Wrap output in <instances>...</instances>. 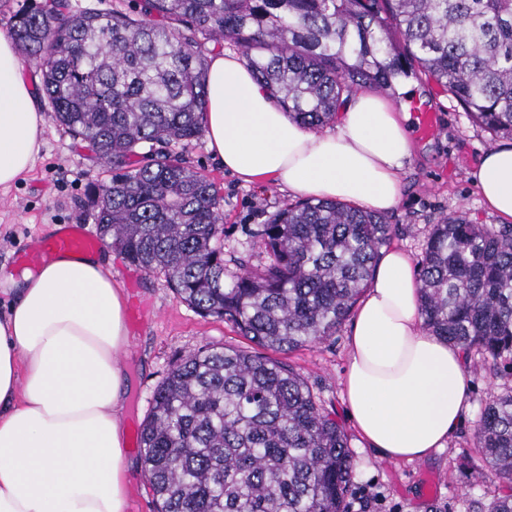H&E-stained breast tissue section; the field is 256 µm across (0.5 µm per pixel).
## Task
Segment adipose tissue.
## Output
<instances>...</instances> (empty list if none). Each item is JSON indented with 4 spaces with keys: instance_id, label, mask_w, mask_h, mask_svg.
<instances>
[{
    "instance_id": "obj_1",
    "label": "adipose tissue",
    "mask_w": 512,
    "mask_h": 512,
    "mask_svg": "<svg viewBox=\"0 0 512 512\" xmlns=\"http://www.w3.org/2000/svg\"><path fill=\"white\" fill-rule=\"evenodd\" d=\"M13 42L0 35V189L40 152L44 117ZM403 104L368 87L349 95L335 131L291 120L245 60L212 56L205 136L241 181L386 214L401 197L413 145ZM485 207L512 222V144L471 173ZM111 257L56 254L15 281L0 314V512H123L135 466L127 427L132 380L127 298ZM412 257L381 248L348 332L342 386L359 437L407 463L449 446L471 406L459 347L422 327Z\"/></svg>"
}]
</instances>
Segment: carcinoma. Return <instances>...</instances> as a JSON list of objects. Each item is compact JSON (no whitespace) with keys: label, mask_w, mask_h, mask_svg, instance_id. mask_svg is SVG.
<instances>
[{"label":"carcinoma","mask_w":512,"mask_h":512,"mask_svg":"<svg viewBox=\"0 0 512 512\" xmlns=\"http://www.w3.org/2000/svg\"><path fill=\"white\" fill-rule=\"evenodd\" d=\"M112 13L24 0L11 36L37 62L56 120L112 167L89 198L100 240L162 274L252 349L178 356L136 433L157 512H343L347 438L287 355L336 335L398 228L328 199L259 225L266 260H224L219 191L173 151L204 133L202 46L227 43L288 117L319 128L361 87L425 76L512 139V0H137ZM150 153L134 165L136 148ZM423 328L496 377H512V224L451 215L417 263ZM478 468L512 483V390L491 395ZM474 512H512V493Z\"/></svg>","instance_id":"obj_1"}]
</instances>
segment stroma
I'll list each match as a JSON object with an SVG mask.
<instances>
[{
	"label": "stroma",
	"instance_id": "35a3bbf8",
	"mask_svg": "<svg viewBox=\"0 0 512 512\" xmlns=\"http://www.w3.org/2000/svg\"><path fill=\"white\" fill-rule=\"evenodd\" d=\"M23 74L34 88L36 106L44 116L43 143L32 170L9 189H0V274L21 276L13 257L43 237L50 224L92 226L87 209L93 187L106 179V165L87 147L74 140L56 122L42 90L41 73L28 64ZM406 104H425L438 122L433 134L416 138L413 155L402 172V195L389 213L399 225L394 245L419 257L430 225L445 216L462 214L481 224L498 223L481 201L469 173L485 150L499 138L475 124L448 93L435 84L409 78L402 81ZM187 165L214 181L222 197L224 251L251 247L258 225L293 197L278 185H246L226 172L209 152L205 141L183 152ZM112 276L124 288L129 308L141 309V320L130 322V346L125 359L132 378L129 423L144 418L149 401L172 360L207 344L246 347L232 324L197 314L177 299L163 278L148 276L130 266L121 255L112 259ZM347 332L337 331L324 343L290 356L305 376L316 398L334 412L344 429L355 466L354 487L345 502L346 512H472V501L490 503L512 492L489 472L475 468L474 432L480 404L489 393L503 392L505 381L483 368L468 364L472 377L471 410L450 446L415 463L380 457L357 435L343 401L341 380L347 365Z\"/></svg>",
	"mask_w": 512,
	"mask_h": 512
}]
</instances>
